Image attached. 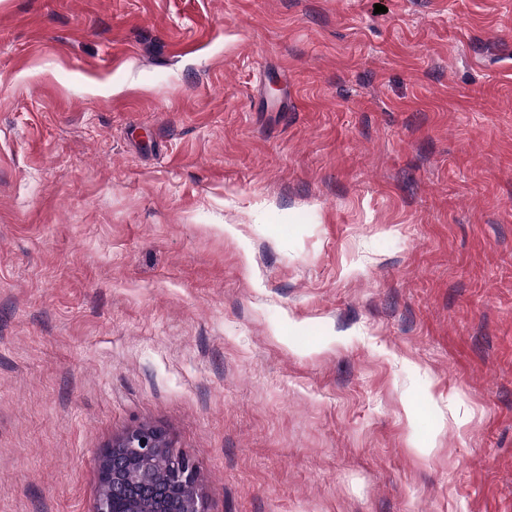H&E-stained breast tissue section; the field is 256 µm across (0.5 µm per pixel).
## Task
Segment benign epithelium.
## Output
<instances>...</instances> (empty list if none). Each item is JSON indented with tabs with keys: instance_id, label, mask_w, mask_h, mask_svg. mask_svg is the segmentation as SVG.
<instances>
[{
	"instance_id": "obj_1",
	"label": "benign epithelium",
	"mask_w": 512,
	"mask_h": 512,
	"mask_svg": "<svg viewBox=\"0 0 512 512\" xmlns=\"http://www.w3.org/2000/svg\"><path fill=\"white\" fill-rule=\"evenodd\" d=\"M97 471L93 512H207L196 467L155 426L141 424L113 439Z\"/></svg>"
}]
</instances>
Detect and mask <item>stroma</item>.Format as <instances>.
<instances>
[{"mask_svg":"<svg viewBox=\"0 0 512 512\" xmlns=\"http://www.w3.org/2000/svg\"><path fill=\"white\" fill-rule=\"evenodd\" d=\"M140 424L209 512H512V0H0V512Z\"/></svg>","mask_w":512,"mask_h":512,"instance_id":"35a3bbf8","label":"stroma"}]
</instances>
